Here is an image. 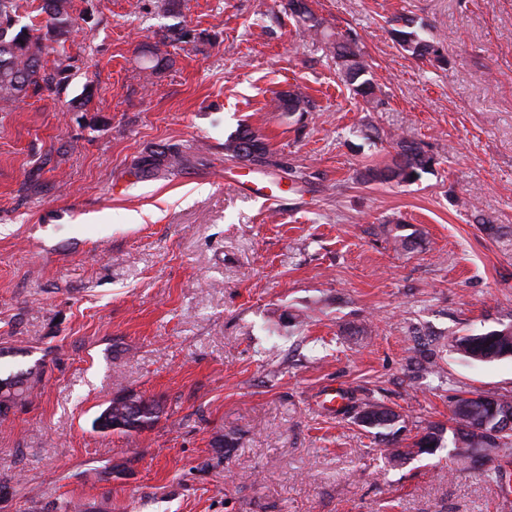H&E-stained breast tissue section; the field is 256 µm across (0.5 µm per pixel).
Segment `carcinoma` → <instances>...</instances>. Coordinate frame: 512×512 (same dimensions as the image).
Wrapping results in <instances>:
<instances>
[{
	"label": "carcinoma",
	"mask_w": 512,
	"mask_h": 512,
	"mask_svg": "<svg viewBox=\"0 0 512 512\" xmlns=\"http://www.w3.org/2000/svg\"><path fill=\"white\" fill-rule=\"evenodd\" d=\"M300 2L302 0H288V9L306 29L324 42L341 80L364 102L375 101L377 86L368 78L370 66L364 60L360 48L346 51L341 36L315 17L309 7L302 10L294 8ZM18 8L17 0H0V103L19 101L27 97L29 92H37L54 81V76L46 73L41 62L43 45L40 40H32L24 26L16 32L12 31ZM70 9L71 0H43V4L38 7L40 12L47 15L43 39L55 42L62 49L65 48V36L72 23ZM396 22L400 26L392 28V33L402 51L421 61L440 64L447 62L439 44L426 37L424 26H417L414 20L405 17L396 18ZM278 108L290 112H307L310 103L303 94L290 92L286 100L278 97ZM224 150L228 156L246 159L255 166L275 165L264 139L249 130L228 138L224 142ZM183 163L184 156L179 147L169 145L166 150L135 165L134 175L138 179H145L158 174L162 166L169 172ZM433 164L434 158L419 143L400 137L390 163L382 167H366L359 173V178L365 183H412L421 174L428 172ZM457 347L463 356L474 361L483 362L491 355L512 356V332L469 334L457 340ZM42 378L43 370L35 364L24 371L0 377V385L16 387L14 405L18 406L26 401ZM135 399L141 403L135 412L122 405L123 397L112 399L95 419L94 428L101 432L129 434L154 424L160 413L159 402L140 395L135 396ZM355 411L360 426L368 432L375 431V434L386 440V455L394 466L423 454H431L441 447L443 429L437 425L430 424L421 428L411 443L402 446L399 437L407 429L408 415L381 402L363 403L355 407ZM449 421L454 424L455 440L462 441L466 448H486L496 455L512 442V428L496 435L470 430L474 420L458 407L452 410Z\"/></svg>",
	"instance_id": "carcinoma-1"
}]
</instances>
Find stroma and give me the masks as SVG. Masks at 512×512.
<instances>
[{"label": "stroma", "instance_id": "obj_1", "mask_svg": "<svg viewBox=\"0 0 512 512\" xmlns=\"http://www.w3.org/2000/svg\"><path fill=\"white\" fill-rule=\"evenodd\" d=\"M157 2L72 0L64 79L0 110V373L43 369L0 419V512H512V457L455 459L447 428L460 398H512V357L456 347L512 327V0H308L373 104L287 0ZM397 16L446 64L402 52ZM287 87L310 112L278 110ZM245 128L287 187L225 155ZM399 136L431 171L359 180ZM172 144L179 169L132 175ZM128 393L158 420L94 429ZM368 400L442 448L391 466L349 414ZM305 0H288V9L291 14L303 23L307 30H310L316 37L320 38L330 58L336 66V72L341 80L348 86L354 95L360 96L364 102L371 103L377 98V86L370 76V66L364 60L363 54L354 41V51L346 52V43L341 42L342 37L330 30L324 23L314 16L308 6L298 10L294 4Z\"/></svg>", "mask_w": 512, "mask_h": 512}]
</instances>
